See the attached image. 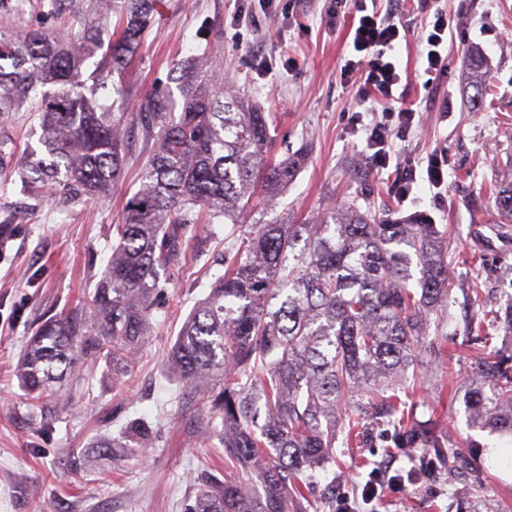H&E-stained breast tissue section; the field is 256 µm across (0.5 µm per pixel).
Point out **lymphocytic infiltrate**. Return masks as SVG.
<instances>
[{"instance_id": "1", "label": "lymphocytic infiltrate", "mask_w": 512, "mask_h": 512, "mask_svg": "<svg viewBox=\"0 0 512 512\" xmlns=\"http://www.w3.org/2000/svg\"><path fill=\"white\" fill-rule=\"evenodd\" d=\"M335 6L352 4L353 16L348 33L349 53L340 69L343 83L355 85L356 109L353 126L364 134L367 161L374 170L387 169L392 160L394 138L408 136L416 128L417 111L405 104L400 91L403 72L393 51L405 38L401 0H331ZM421 15L417 39L421 46L424 72L435 80L447 75L448 15L433 0H417ZM382 105L381 116H374V105ZM424 168L428 185L442 190L448 185V154L436 148L422 159L405 158L403 173L395 189L408 198L416 183L417 168Z\"/></svg>"}]
</instances>
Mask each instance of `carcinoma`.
<instances>
[{"instance_id":"1","label":"carcinoma","mask_w":512,"mask_h":512,"mask_svg":"<svg viewBox=\"0 0 512 512\" xmlns=\"http://www.w3.org/2000/svg\"><path fill=\"white\" fill-rule=\"evenodd\" d=\"M79 11L72 33L69 5ZM16 0L59 21L54 32L0 33V115L18 97L36 100L40 134L29 147L23 184L31 198L64 206L102 199L123 176L135 145L147 154L141 187L112 225V255L92 291L43 320L17 365L32 407L50 412L61 385L78 384L105 363L112 388L126 375L149 333L152 300L161 277L200 224H240L252 216L243 255L224 261V274L184 321L169 356L189 409L207 438L220 437L225 462L243 475L259 473L262 491L241 480L206 477L194 512H305V492L336 463V441L364 436V416L393 432L399 448H424L438 471L453 469L433 421L421 420L401 398L421 383V358L441 362L439 337L448 320L454 281L448 241L435 224L393 223L354 205L324 206L296 224L266 219L268 206L293 182L304 149L276 159L277 124L268 112L214 81L206 53L173 64L170 83L142 97L135 125L140 140L114 119L124 105L112 95L107 66L88 70L101 49L113 64L135 53L150 22L151 0ZM116 17L119 35H103ZM470 100L479 106L488 70L469 53ZM499 213L512 217V181L495 191ZM420 277L409 286L412 267ZM498 350L478 358L457 390L477 394L471 421L512 436V375ZM126 441L104 436L94 464L121 448L145 449L153 429L135 419Z\"/></svg>"}]
</instances>
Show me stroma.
<instances>
[{"label": "stroma", "mask_w": 512, "mask_h": 512, "mask_svg": "<svg viewBox=\"0 0 512 512\" xmlns=\"http://www.w3.org/2000/svg\"><path fill=\"white\" fill-rule=\"evenodd\" d=\"M450 18L448 74L438 89L426 86L414 37L395 55L409 76L408 101L420 113L418 130L395 140L397 157H423L436 147L448 151V190L435 195L424 171L407 199L391 181L365 163L364 135L350 123L354 92L340 79L351 21H327L322 0H154L151 22L132 60L112 72L128 96L120 116L132 126L142 96L166 81L173 63L186 62L207 44L218 80H231L249 105L276 115L278 139L306 147L296 179L270 211L273 219L316 215L328 203L353 204L361 211L399 219L427 216L448 230V264L457 287L445 330L450 364L428 366L412 400L421 418H434L438 432L451 433L461 459L452 472L410 480L398 497L364 503L357 488L375 481V470L393 461L410 475L422 454L394 447L376 429L363 447H337L336 470L321 474L351 495L354 512H459L480 499L512 507V471L489 456L512 448V439L471 425L463 397L446 394L449 382H463L489 336L496 347L512 335L482 318L512 299V222L498 213L493 192L512 179V0H442ZM246 14L250 43H240L232 18ZM479 48L488 62L490 93L471 108L465 86L467 54ZM448 101L432 108L431 93ZM38 121L30 101L0 117V133L13 140L12 161L0 167V221L11 234L0 256V512H191L193 478L210 457L211 441L182 410L179 388L167 356L195 301L224 273L222 258L238 244L233 224L202 226L209 243L186 263L173 267L169 283L154 298L151 328L122 395H114L105 371L67 394L68 410L43 417L33 412L16 375L20 353L38 319L61 311L104 270L111 229L122 220L126 200L139 184L142 154H133L111 194L100 201H75L67 209L20 193L26 144ZM482 283L479 304L464 289ZM124 407L154 429L146 452H127L103 461L95 471L79 462L92 454L95 439L117 434L112 412Z\"/></svg>", "instance_id": "35a3bbf8"}]
</instances>
